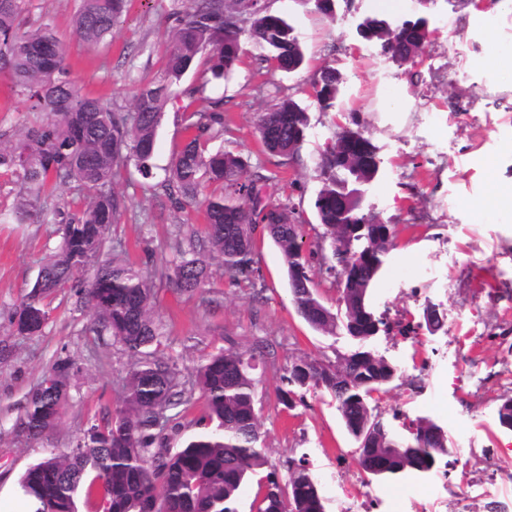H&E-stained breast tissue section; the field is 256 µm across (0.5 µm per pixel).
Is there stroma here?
I'll use <instances>...</instances> for the list:
<instances>
[{
  "label": "stroma",
  "instance_id": "35a3bbf8",
  "mask_svg": "<svg viewBox=\"0 0 512 512\" xmlns=\"http://www.w3.org/2000/svg\"><path fill=\"white\" fill-rule=\"evenodd\" d=\"M265 2L292 26L305 52L303 68L283 73L259 67V51L244 34L241 60L223 80L203 87L190 72L171 85L152 178L130 164L113 181L127 209L112 227V247L131 264L157 272L174 260L175 241L201 236V212L168 205L161 187L184 140L185 112L220 102L224 134L207 139V151H230L248 169L262 167L268 201L291 210L309 251L323 231L314 207L326 179L322 156L336 132L361 131L380 158L378 174L361 187V211L398 229L370 293L372 307L392 326L372 346L397 375L369 406L395 434L408 435L419 421L430 420L445 429L449 444L466 433L468 446L436 464L432 474L444 489L429 497L418 494L415 478L383 481L360 468L356 443L329 394L309 389L294 407L280 402L293 359L332 360L355 343L341 331L323 334L302 318L282 256L261 234L254 284L234 281L213 260L201 293L188 296L156 279L157 353L176 363L177 382L187 389L208 354L270 343L273 355L257 361L255 370L268 470L282 481L292 462L305 460L326 512H489L493 503L510 506L512 431L500 425L498 409L512 397V222L477 204L512 185V0H398L389 11L378 0H337L331 17L314 0ZM185 6L186 0H131L104 48L87 46L78 36V0H28L21 23L51 21L83 92L129 111L139 88L161 77L173 14ZM383 14L396 23L427 19L429 37L420 56L395 62L377 42L360 36V23ZM325 68L341 78L327 112L314 98ZM287 96L309 117L296 161L267 153L256 131L259 114ZM31 119L24 96L0 73V133H19ZM59 244L56 225L0 223V341L7 346L0 354L1 493L47 449L71 448L115 408L131 362L121 343L91 332L94 313L69 286L53 295L40 335L14 334L10 317ZM429 307L442 322L433 332L423 326ZM65 356L75 368L58 426L38 441L16 435L27 392Z\"/></svg>",
  "mask_w": 512,
  "mask_h": 512
}]
</instances>
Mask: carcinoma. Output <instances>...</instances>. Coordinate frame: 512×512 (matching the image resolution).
<instances>
[{"label":"carcinoma","instance_id":"cac0c4a2","mask_svg":"<svg viewBox=\"0 0 512 512\" xmlns=\"http://www.w3.org/2000/svg\"><path fill=\"white\" fill-rule=\"evenodd\" d=\"M24 6L25 0H0V70H6L14 86L26 94L28 111L35 115L17 137L0 135V170L16 177L20 185L12 212L1 215L0 221L31 224L40 218L59 225L61 241L13 312L11 323L19 336L38 335L49 319L47 298L71 283L94 311L92 331L110 333L125 346L132 362L116 408L92 423L68 451L51 450L29 466L19 486L39 503L35 512H78L79 493L95 512H237L242 485L269 464L256 409L259 380L251 373L254 361L266 355V345H257L248 355L234 348L208 355L195 368L194 388L177 389V368L152 350L159 336L152 275L112 250L110 229L127 209L112 182L130 162L143 178L152 176L150 160L165 115L168 86L194 69L201 50L211 47L204 73L220 79L236 67L244 31L263 51L259 63L274 64L282 72L304 64L301 44L292 27L261 8L258 0H189L184 13L176 14L161 79L140 90L133 111L121 112L86 95L70 78L65 48L50 25L21 28ZM127 11L128 0H80L73 24L82 40L96 47L106 42ZM364 24L371 39L380 41L381 52L396 61L408 60L425 43V35L409 20L394 26L385 18L371 17ZM337 92L336 73L331 72L316 91L322 111L334 107ZM307 125L305 109L288 98L259 115L257 131L265 151L297 161ZM185 129L193 135L177 152L162 187L172 205L182 208L194 203L203 210L202 251L221 262L231 277L252 281L254 233L259 229L279 249L287 271H292L304 253V242L299 231L288 234L286 208L261 204L258 191L266 177L254 171L246 179L240 156L205 150V134L224 132L220 102L189 113ZM341 157L349 162L347 175L356 183L373 179L380 160L369 138L355 153L338 133L324 153L322 164L330 175L314 203L324 228L316 245L319 274L337 287L344 267H350L343 286L345 316L358 330L354 337L358 347L343 356L340 367L330 360L296 358L284 380L332 395L358 447H364L367 439L376 449L363 457L364 470L381 480H397L430 468L436 455L448 447V436L429 420L419 422L406 437L394 435L369 407V394L396 376V369L369 348L383 321L370 319L368 294L397 230L392 224H373L359 213L358 189L340 191L345 183L336 177ZM71 182L86 192L85 208L69 212L48 207V196ZM206 184L218 186L219 192L203 194ZM175 249L178 258L162 276L179 291L193 295L206 286L207 266L197 254L187 255L181 243ZM292 293L297 311L313 328L336 332V313L326 306L309 273ZM338 369L351 377L352 388L336 389ZM73 370L74 362L60 357L31 387L16 424L18 433L37 440L58 425L69 402ZM196 389L203 411L190 424L198 432L171 453L164 448L159 430L169 425L178 431L184 423L166 411L175 406L188 411ZM325 509L321 489L301 461L291 467L285 485L268 480L257 512Z\"/></svg>","mask_w":512,"mask_h":512}]
</instances>
